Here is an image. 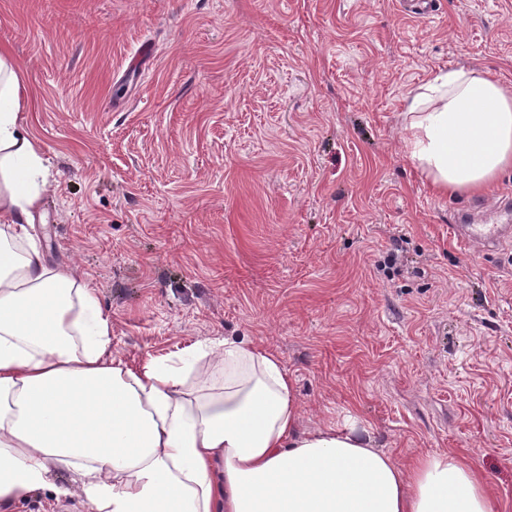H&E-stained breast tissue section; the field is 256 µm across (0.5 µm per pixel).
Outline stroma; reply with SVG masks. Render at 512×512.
Returning <instances> with one entry per match:
<instances>
[{"label":"stroma","instance_id":"1","mask_svg":"<svg viewBox=\"0 0 512 512\" xmlns=\"http://www.w3.org/2000/svg\"><path fill=\"white\" fill-rule=\"evenodd\" d=\"M52 177L33 232L137 364L255 342L299 427L350 412L398 461L463 455L512 512V240L462 249L406 108L431 76L512 89V0H0ZM5 512H88L72 475Z\"/></svg>","mask_w":512,"mask_h":512}]
</instances>
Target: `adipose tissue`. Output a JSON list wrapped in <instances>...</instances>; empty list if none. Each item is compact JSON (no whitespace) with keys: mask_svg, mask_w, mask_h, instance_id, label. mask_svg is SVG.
I'll use <instances>...</instances> for the list:
<instances>
[{"mask_svg":"<svg viewBox=\"0 0 512 512\" xmlns=\"http://www.w3.org/2000/svg\"><path fill=\"white\" fill-rule=\"evenodd\" d=\"M0 49V505L75 475L90 512H502L448 452L401 464L367 423L302 433L294 382L253 343H199L132 367L112 320L30 227L49 184ZM411 156L442 193L512 167V91L478 71L437 74L408 104Z\"/></svg>","mask_w":512,"mask_h":512,"instance_id":"obj_1","label":"adipose tissue"}]
</instances>
